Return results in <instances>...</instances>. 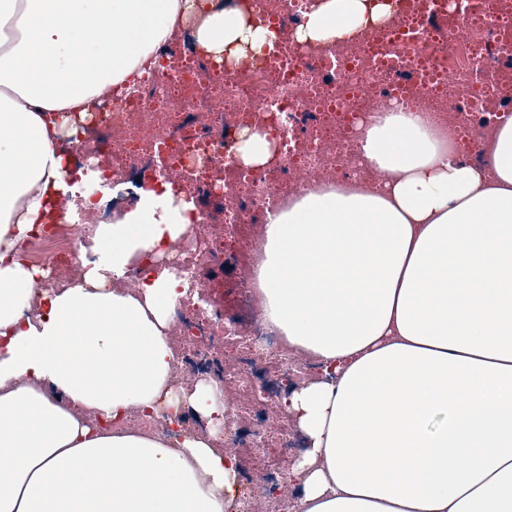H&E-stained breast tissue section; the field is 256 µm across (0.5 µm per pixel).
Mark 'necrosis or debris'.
<instances>
[{
    "mask_svg": "<svg viewBox=\"0 0 512 512\" xmlns=\"http://www.w3.org/2000/svg\"><path fill=\"white\" fill-rule=\"evenodd\" d=\"M309 5L250 0L254 18L276 37L238 66L218 65L177 44L159 51L156 68L113 88L70 145L76 171L90 164L115 183L135 176L149 186L170 180L186 198L223 199L222 220L196 211L166 255L152 263L134 259L124 278L138 281L154 266L187 282L189 292L173 311L176 361L190 379L197 372L193 357L223 364L241 405L225 415L216 435L224 447L247 444L265 457L253 494L274 507L297 496L284 467L303 448L282 424L278 390L301 385L320 367L288 350L252 308L269 215L322 185L383 180L356 150L362 126L376 112L427 110L450 131L455 149L480 161L512 106V0H398L385 24L327 44L295 38ZM249 129L274 142L270 161L257 169L239 164L234 153L233 137ZM114 211L109 199L76 210L27 243L29 257L50 271L45 286L69 283L81 244L96 225L111 223ZM228 248L239 296L251 308L244 329L197 299L204 275L222 264Z\"/></svg>",
    "mask_w": 512,
    "mask_h": 512,
    "instance_id": "necrosis-or-debris-1",
    "label": "necrosis or debris"
}]
</instances>
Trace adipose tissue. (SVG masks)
<instances>
[{
  "label": "adipose tissue",
  "mask_w": 512,
  "mask_h": 512,
  "mask_svg": "<svg viewBox=\"0 0 512 512\" xmlns=\"http://www.w3.org/2000/svg\"><path fill=\"white\" fill-rule=\"evenodd\" d=\"M390 0H315L301 42L353 38ZM190 35L214 59L268 44L237 0H0V512H227L235 454L213 432L133 431L131 412L223 416L217 385L172 382L182 280L117 289L133 257H162L194 201L139 188L89 240L80 278L36 292L24 245L65 195L66 113ZM487 165L428 112L365 126L377 187L324 186L270 216L255 268L262 313L322 371L284 399L306 442L294 512H512V114Z\"/></svg>",
  "instance_id": "ef3b65f1"
}]
</instances>
